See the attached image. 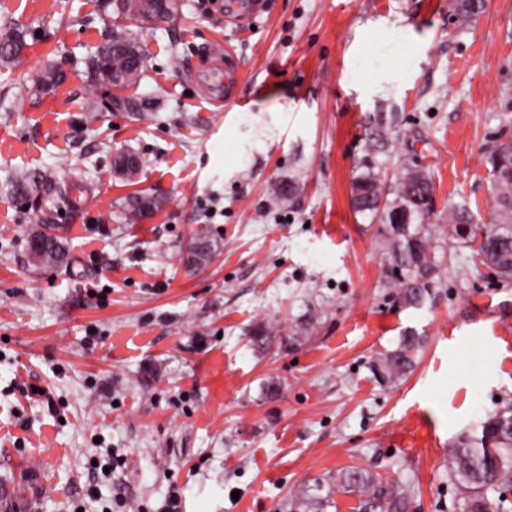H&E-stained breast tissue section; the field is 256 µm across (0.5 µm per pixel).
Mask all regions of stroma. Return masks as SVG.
<instances>
[{
    "label": "stroma",
    "mask_w": 512,
    "mask_h": 512,
    "mask_svg": "<svg viewBox=\"0 0 512 512\" xmlns=\"http://www.w3.org/2000/svg\"><path fill=\"white\" fill-rule=\"evenodd\" d=\"M181 0L140 31L153 111L114 112L83 80L105 0H0V489L37 467L36 512H289L291 495L361 467L409 490L407 512H460L448 449L512 403V280L436 242L417 308L387 287L389 242L352 205L371 163L429 174L428 224L496 217L489 150L512 130V0L467 22L451 0ZM222 43L238 103L216 110L192 66ZM66 78L39 95L50 62ZM96 122H87V114ZM140 154L137 182L112 174ZM44 176L25 198L10 177ZM297 190L277 199L280 183ZM71 187L68 200L54 187ZM163 198L125 223L126 197ZM69 259L33 264L44 211ZM219 251L188 270L199 230ZM272 330L270 348L250 342ZM424 337L393 383L370 365ZM28 46L22 31L10 30L0 37V60L5 63L20 59Z\"/></svg>",
    "instance_id": "stroma-1"
}]
</instances>
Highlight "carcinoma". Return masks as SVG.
<instances>
[{
  "mask_svg": "<svg viewBox=\"0 0 512 512\" xmlns=\"http://www.w3.org/2000/svg\"><path fill=\"white\" fill-rule=\"evenodd\" d=\"M112 8V29L104 42L96 46L86 61V82L90 87L112 88L111 102L121 109L134 112L150 109L151 103L127 93L139 86L144 75V55L130 32L127 22H150L158 10L169 16L178 13L179 0H107ZM452 11L465 21L483 7V0H452ZM28 46L25 34L10 30L0 36V60L6 63L20 59ZM65 80V73L51 65L37 79L36 91L53 92ZM43 181L31 172H20L11 180L12 191L19 197L27 196L29 188ZM501 214L491 224H473L469 234H463L467 222L466 207L461 205L451 212V223L432 230L426 224L433 194L431 180L419 174V169L405 167L389 185L376 166L368 165L353 184L354 205L358 212L367 214L386 226L389 233L390 275L388 286L398 289L399 300L409 307L422 305L428 289L414 284L411 275L423 274L434 283L436 270L435 234L439 233L464 243H478L475 253L491 257L496 271L512 279V173L506 171L493 178ZM394 198H389V195ZM417 202L412 205L409 233L394 229L395 208L406 202L407 196ZM162 202L146 194L129 196L124 203L128 221L134 224L144 218V209L157 210ZM55 215L44 213L41 224L32 229L29 238L41 242L39 262L56 266L67 260V250L61 239L50 232ZM219 249L206 233H198L186 247V265L197 268L211 261ZM421 346V337L403 336L397 347L376 359L372 372L388 382L406 375L414 365L415 354ZM450 475L460 494L461 512H495L497 505L490 494H503L512 487V405L489 414L471 429L461 433L449 450ZM336 486L347 493L361 496L362 512H406L408 491L397 482H382L361 467H350L336 474ZM320 502L305 492L290 501L292 512H313Z\"/></svg>",
  "mask_w": 512,
  "mask_h": 512,
  "instance_id": "carcinoma-1",
  "label": "carcinoma"
}]
</instances>
